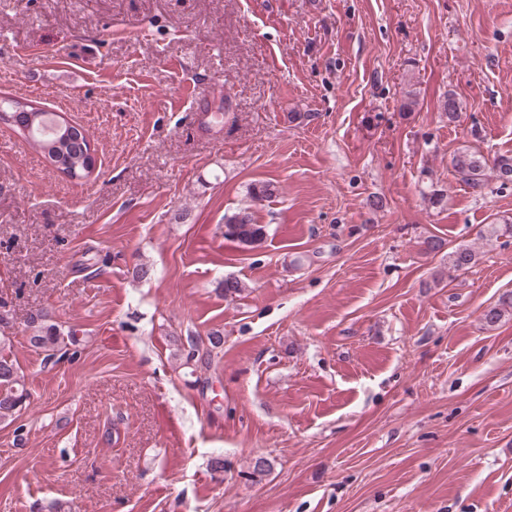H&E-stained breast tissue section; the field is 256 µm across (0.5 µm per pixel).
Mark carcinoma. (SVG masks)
Listing matches in <instances>:
<instances>
[{
	"instance_id": "obj_1",
	"label": "carcinoma",
	"mask_w": 512,
	"mask_h": 512,
	"mask_svg": "<svg viewBox=\"0 0 512 512\" xmlns=\"http://www.w3.org/2000/svg\"><path fill=\"white\" fill-rule=\"evenodd\" d=\"M40 121L29 124L24 118L14 119L13 127L24 134L50 163L67 175L89 177L95 162L89 161L88 140L85 134L69 123L63 129L47 137L37 133ZM456 178L472 192L483 194L488 181L494 177L505 184L512 181V157L499 156L488 161L483 155L467 149L458 150L452 158ZM224 238L242 247L255 248L265 238V226L256 222L250 208H243L224 215ZM475 263V254L468 248H459L448 253V270L459 271ZM31 330L29 343L36 349L46 352L45 359H53L61 351V344L77 343L76 331L63 330L52 322L49 311L41 309L28 319ZM6 337L0 336V421L18 419L27 398L21 388L16 362L5 352Z\"/></svg>"
}]
</instances>
